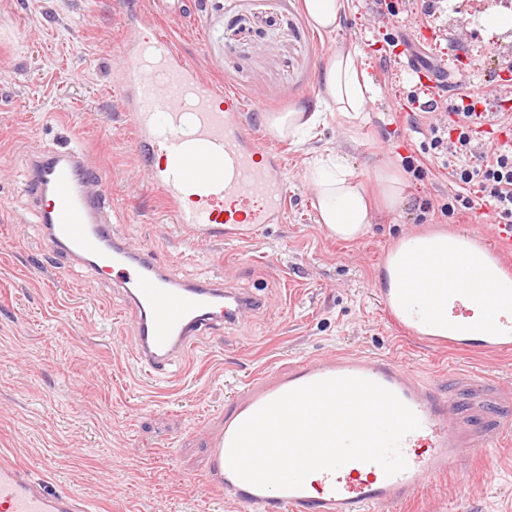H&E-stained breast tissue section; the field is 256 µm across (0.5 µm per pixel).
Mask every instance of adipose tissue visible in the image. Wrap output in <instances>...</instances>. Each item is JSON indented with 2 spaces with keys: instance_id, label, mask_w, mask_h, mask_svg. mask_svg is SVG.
<instances>
[{
  "instance_id": "obj_1",
  "label": "adipose tissue",
  "mask_w": 512,
  "mask_h": 512,
  "mask_svg": "<svg viewBox=\"0 0 512 512\" xmlns=\"http://www.w3.org/2000/svg\"><path fill=\"white\" fill-rule=\"evenodd\" d=\"M348 0H301L311 29L321 34L336 32ZM379 90L367 78L363 51L343 46L332 53L323 68L316 108L302 106L286 112H269L264 125L270 136L303 147V179L317 222L330 236L343 241L360 239L376 220L379 209L396 208L404 198V185L392 166L379 169L372 181L350 171L342 151L314 149L313 133L326 121H335L346 138H354L363 124L367 105ZM463 264L476 284L501 288L505 282L496 265L473 248L466 237L443 231L401 238L389 251L383 282L405 303L407 319L420 322L422 331L438 336L467 332L474 336L493 317L512 321V305L491 311L479 300L448 289V268Z\"/></svg>"
}]
</instances>
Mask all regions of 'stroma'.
I'll use <instances>...</instances> for the list:
<instances>
[{
  "mask_svg": "<svg viewBox=\"0 0 512 512\" xmlns=\"http://www.w3.org/2000/svg\"><path fill=\"white\" fill-rule=\"evenodd\" d=\"M0 0V457L25 465L49 488L78 493L97 512H240L203 481L209 439L224 426V404L246 380L283 364L338 351L385 354L411 366L453 403L467 441L495 444L493 458L426 484L394 512H512V354L437 346L387 320L374 293L390 247L407 231L466 233L493 221L490 208L448 224L437 210L456 187L427 154L429 116L411 91L417 75L396 70L386 44L392 27L413 50L445 62L447 99L486 84L479 104L493 113L475 136L512 140V29L490 33L485 15L504 0H403L390 15L375 0H349L336 33L318 35L300 0ZM171 35L185 57L219 87L285 112L317 100L327 48L353 42L378 87L354 140L336 124L315 147L342 150L356 177L417 160L403 202L382 212L355 242L329 238L300 177L302 152L279 141L288 173L282 223L251 240H223L194 256L147 183L112 85L121 30L139 19ZM89 142L110 188L115 237L149 244L181 278H222L231 291L266 301L248 331L203 333L175 381L139 379L128 351L131 320L110 285L87 273L57 277L64 258L31 222L19 185L26 157L47 146Z\"/></svg>",
  "mask_w": 512,
  "mask_h": 512,
  "instance_id": "35a3bbf8",
  "label": "stroma"
}]
</instances>
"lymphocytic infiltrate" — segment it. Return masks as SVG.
<instances>
[{"label": "lymphocytic infiltrate", "instance_id": "obj_1", "mask_svg": "<svg viewBox=\"0 0 512 512\" xmlns=\"http://www.w3.org/2000/svg\"><path fill=\"white\" fill-rule=\"evenodd\" d=\"M456 121L452 128L427 124L425 146L441 158L458 192L450 195L439 212L443 220L473 212L489 201L498 223L512 225V142L488 148L476 142L472 128L479 119L475 96L470 88L459 91L453 106Z\"/></svg>", "mask_w": 512, "mask_h": 512}]
</instances>
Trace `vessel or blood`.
Listing matches in <instances>:
<instances>
[{
	"mask_svg": "<svg viewBox=\"0 0 512 512\" xmlns=\"http://www.w3.org/2000/svg\"><path fill=\"white\" fill-rule=\"evenodd\" d=\"M128 105L127 125L144 147L151 186L173 224L192 246L220 241L224 227L247 224L251 234L277 223L285 210L288 177L278 153L259 133L246 129V104L239 93L204 78L156 25L127 30L123 66L116 80ZM84 143L49 148L26 159L22 188L53 248L72 264L106 281L133 312L132 360L137 371L162 379L194 348L200 333L226 323L244 324L260 307L251 294L225 291L203 278L183 281L160 264L151 249L112 235L106 180L90 165ZM471 244L512 280V225L498 224L492 236L470 232ZM457 290L499 305L509 288H476L463 272ZM434 344L503 354L512 351V332L491 321L476 336H437ZM337 377L372 380L394 392L420 421L402 441L405 471L386 476L374 463L351 461L334 472L319 471L299 489H263L238 478L228 451L237 428L267 403L298 387ZM464 442L452 402L412 368L387 355L334 353L288 363L252 378L224 406V428L210 438L208 489L245 512H389L414 498L429 482L477 455ZM90 502L66 490H47L20 464L0 460V512H92Z\"/></svg>",
	"mask_w": 512,
	"mask_h": 512,
	"instance_id": "vessel-or-blood-1",
	"label": "vessel or blood"
}]
</instances>
